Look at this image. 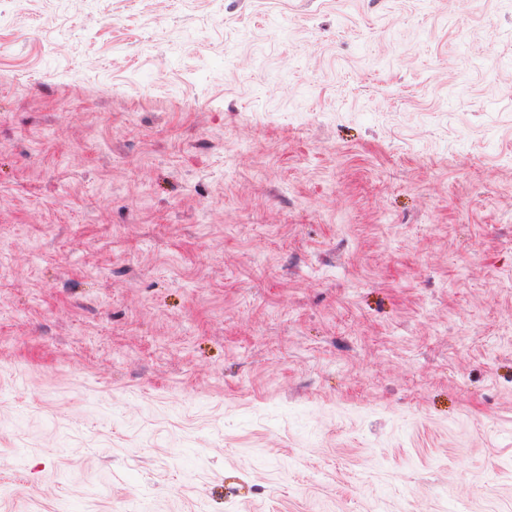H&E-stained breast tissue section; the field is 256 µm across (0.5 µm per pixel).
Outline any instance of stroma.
<instances>
[{"label":"stroma","mask_w":512,"mask_h":512,"mask_svg":"<svg viewBox=\"0 0 512 512\" xmlns=\"http://www.w3.org/2000/svg\"><path fill=\"white\" fill-rule=\"evenodd\" d=\"M0 512H512V0H0Z\"/></svg>","instance_id":"stroma-1"}]
</instances>
